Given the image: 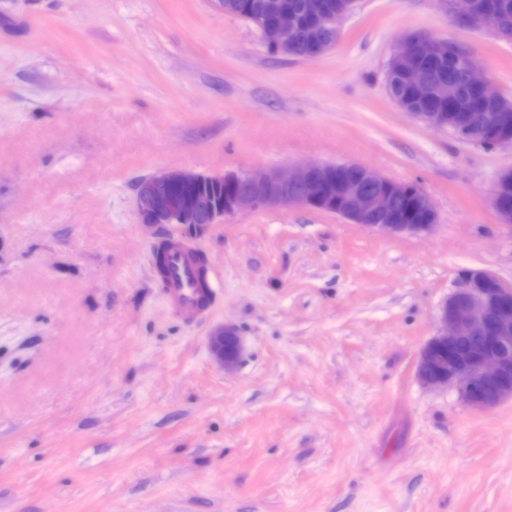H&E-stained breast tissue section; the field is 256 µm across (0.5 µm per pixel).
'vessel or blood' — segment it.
<instances>
[{
    "label": "vessel or blood",
    "mask_w": 512,
    "mask_h": 512,
    "mask_svg": "<svg viewBox=\"0 0 512 512\" xmlns=\"http://www.w3.org/2000/svg\"><path fill=\"white\" fill-rule=\"evenodd\" d=\"M165 245L164 286L171 308L185 319H194L212 302L214 272L198 263L181 240L169 239Z\"/></svg>",
    "instance_id": "obj_1"
}]
</instances>
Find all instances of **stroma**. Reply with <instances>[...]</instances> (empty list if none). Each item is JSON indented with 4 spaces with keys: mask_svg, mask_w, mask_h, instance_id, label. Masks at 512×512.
<instances>
[{
    "mask_svg": "<svg viewBox=\"0 0 512 512\" xmlns=\"http://www.w3.org/2000/svg\"><path fill=\"white\" fill-rule=\"evenodd\" d=\"M455 42L512 97V42L436 0H358L313 61L271 55L211 0H0V512H512V401L486 412L415 375L463 268L512 286L489 204L512 148L401 111L397 37ZM356 162L430 197L389 237L290 206L145 225L136 184ZM216 273L171 310L155 247ZM235 326V370L209 336Z\"/></svg>",
    "mask_w": 512,
    "mask_h": 512,
    "instance_id": "stroma-1",
    "label": "stroma"
}]
</instances>
